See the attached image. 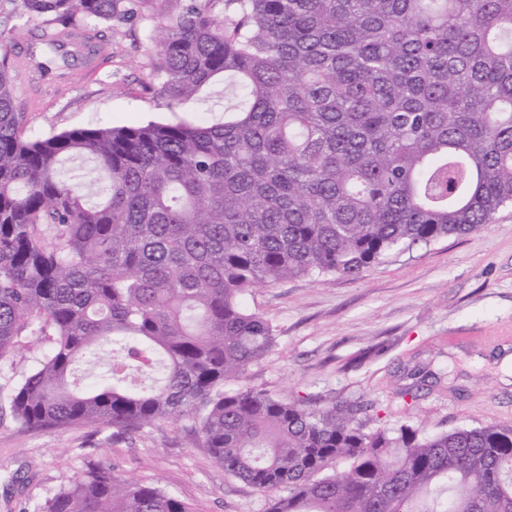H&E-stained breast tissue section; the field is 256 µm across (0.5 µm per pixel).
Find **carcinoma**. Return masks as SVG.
Instances as JSON below:
<instances>
[{"label":"carcinoma","instance_id":"obj_1","mask_svg":"<svg viewBox=\"0 0 512 512\" xmlns=\"http://www.w3.org/2000/svg\"><path fill=\"white\" fill-rule=\"evenodd\" d=\"M5 2L67 66L101 50H64L74 32L147 0ZM155 41L146 84L174 108L219 78L223 120L28 140L0 31V359L48 341L12 388L16 421L189 414L265 512H512V426L428 433L224 389L274 344L249 289L355 278L512 204V0H191ZM39 512L190 510L98 468Z\"/></svg>","mask_w":512,"mask_h":512}]
</instances>
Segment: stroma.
I'll return each instance as SVG.
<instances>
[{
    "label": "stroma",
    "mask_w": 512,
    "mask_h": 512,
    "mask_svg": "<svg viewBox=\"0 0 512 512\" xmlns=\"http://www.w3.org/2000/svg\"><path fill=\"white\" fill-rule=\"evenodd\" d=\"M183 3L148 0L133 23L105 31L97 57L47 76L38 65L50 51L37 22L13 17L9 49L27 137L200 119L196 106L171 110L142 84L155 26ZM245 303L270 319L275 342L240 388L316 408L348 401L427 432L512 425V382L501 366L503 347H512V206L470 234L396 250L356 279L288 280L251 289ZM47 346L26 338L0 363V512H37L70 478L98 465L161 487L191 512H265V495L226 476L189 420L137 431L84 422L21 429L10 413L11 389ZM419 373L426 384L416 401H405L400 391Z\"/></svg>",
    "instance_id": "1"
}]
</instances>
